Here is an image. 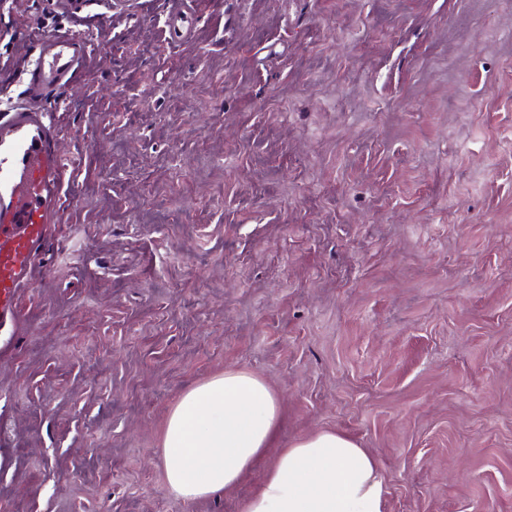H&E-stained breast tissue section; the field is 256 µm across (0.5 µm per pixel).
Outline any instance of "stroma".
Instances as JSON below:
<instances>
[{
	"label": "stroma",
	"instance_id": "1",
	"mask_svg": "<svg viewBox=\"0 0 512 512\" xmlns=\"http://www.w3.org/2000/svg\"><path fill=\"white\" fill-rule=\"evenodd\" d=\"M0 6V106L82 29L45 101L81 175L0 335V512H240L256 468L175 498L180 396L245 369L276 447L377 458L383 512H512V0ZM181 1V5L169 14L166 22L172 39L188 38L195 17L192 2L190 0ZM38 54L25 69V93L31 100L57 95L76 77L91 53V43L78 32L35 37Z\"/></svg>",
	"mask_w": 512,
	"mask_h": 512
}]
</instances>
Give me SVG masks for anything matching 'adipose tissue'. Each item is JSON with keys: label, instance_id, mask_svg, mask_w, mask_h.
<instances>
[{"label": "adipose tissue", "instance_id": "obj_1", "mask_svg": "<svg viewBox=\"0 0 512 512\" xmlns=\"http://www.w3.org/2000/svg\"><path fill=\"white\" fill-rule=\"evenodd\" d=\"M281 422L277 394L257 375L228 369L189 389L162 435L165 478L193 501L238 484L264 458ZM375 457L339 432H317L281 448L241 512H382Z\"/></svg>", "mask_w": 512, "mask_h": 512}]
</instances>
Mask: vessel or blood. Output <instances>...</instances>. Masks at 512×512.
<instances>
[{
  "mask_svg": "<svg viewBox=\"0 0 512 512\" xmlns=\"http://www.w3.org/2000/svg\"><path fill=\"white\" fill-rule=\"evenodd\" d=\"M194 17L191 0H182L167 18L171 38H188ZM34 42L38 53L25 69L30 103L0 119V328L16 323L18 293L31 285L34 256L69 200L68 185L78 178L60 154L45 112L33 103L73 81L91 44L77 32L41 35Z\"/></svg>",
  "mask_w": 512,
  "mask_h": 512,
  "instance_id": "b4317fda",
  "label": "vessel or blood"
}]
</instances>
